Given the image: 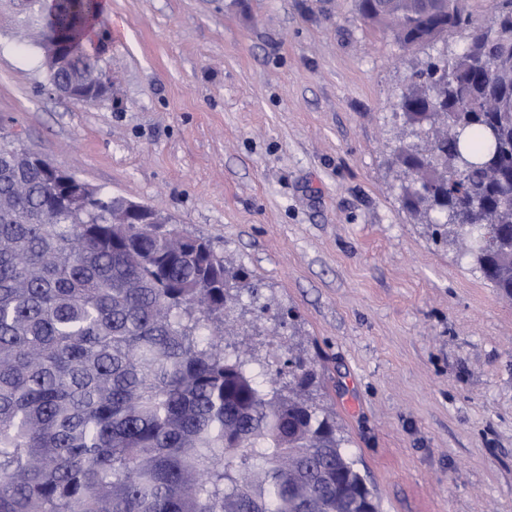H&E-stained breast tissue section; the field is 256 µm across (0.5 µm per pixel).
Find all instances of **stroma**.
Instances as JSON below:
<instances>
[{
  "instance_id": "1",
  "label": "stroma",
  "mask_w": 512,
  "mask_h": 512,
  "mask_svg": "<svg viewBox=\"0 0 512 512\" xmlns=\"http://www.w3.org/2000/svg\"><path fill=\"white\" fill-rule=\"evenodd\" d=\"M111 4L92 105L52 91L32 16L0 0V130L252 272L232 349L315 359L380 512H512V298L402 209L391 163L412 74L463 40L403 51L356 0Z\"/></svg>"
}]
</instances>
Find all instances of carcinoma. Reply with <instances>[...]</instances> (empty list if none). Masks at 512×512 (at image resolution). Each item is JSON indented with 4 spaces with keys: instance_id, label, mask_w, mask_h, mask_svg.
<instances>
[{
    "instance_id": "1",
    "label": "carcinoma",
    "mask_w": 512,
    "mask_h": 512,
    "mask_svg": "<svg viewBox=\"0 0 512 512\" xmlns=\"http://www.w3.org/2000/svg\"><path fill=\"white\" fill-rule=\"evenodd\" d=\"M370 23L405 50L455 33L461 53L431 62L400 97L418 142L398 150L414 187L402 203L436 245L468 235L471 259L512 297V0L480 25L466 0H385ZM96 0H54L37 42L59 34L62 78L100 72L84 52ZM446 93L431 112L430 92ZM244 266L179 224H122L117 201L50 180L19 139L0 136V512H354L379 507L313 399L312 362L281 370L226 351Z\"/></svg>"
}]
</instances>
